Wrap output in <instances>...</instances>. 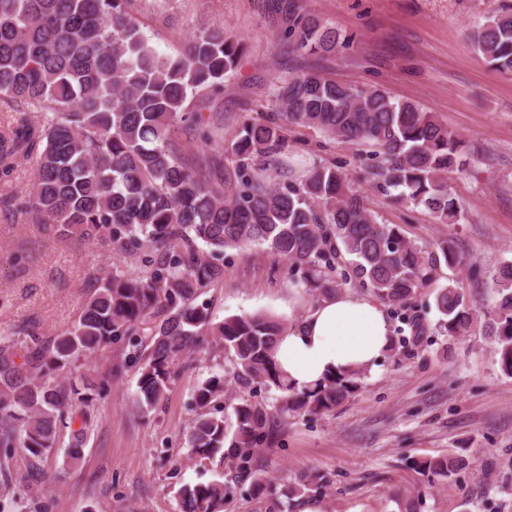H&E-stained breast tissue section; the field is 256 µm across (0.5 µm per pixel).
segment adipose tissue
<instances>
[{"label": "adipose tissue", "mask_w": 512, "mask_h": 512, "mask_svg": "<svg viewBox=\"0 0 512 512\" xmlns=\"http://www.w3.org/2000/svg\"><path fill=\"white\" fill-rule=\"evenodd\" d=\"M391 343L383 306L342 293L320 299L299 326L280 337L276 360L302 390L354 368L375 367Z\"/></svg>", "instance_id": "adipose-tissue-1"}]
</instances>
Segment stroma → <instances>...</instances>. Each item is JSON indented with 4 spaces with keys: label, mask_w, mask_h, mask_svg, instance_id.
I'll return each mask as SVG.
<instances>
[{
    "label": "stroma",
    "mask_w": 512,
    "mask_h": 512,
    "mask_svg": "<svg viewBox=\"0 0 512 512\" xmlns=\"http://www.w3.org/2000/svg\"><path fill=\"white\" fill-rule=\"evenodd\" d=\"M322 18L349 40L328 57L288 51L281 35L289 5ZM503 0H134L132 12L150 43L177 53L213 25L242 37L245 49L224 89L194 98L212 133L202 145L188 124L175 139L198 169L214 156L236 168L228 139L248 120L277 112L273 85L309 70L352 86L377 85L394 99L414 101L438 115L465 143L464 169L448 176L463 209L457 224L435 223L424 207L378 192L361 168L356 146L317 130L289 126L288 166L278 180H298L319 165L343 163L350 186L381 223L398 224L424 247L451 245L458 264L441 266L421 289L410 316L428 332L414 341L410 329L384 355L361 388L335 411L298 416L279 428L258 458L261 470L281 482L321 471L335 476L320 512H402L407 496L425 488L421 512H512V376L502 373L480 327L469 335H437V287L461 289L477 313L489 310L491 274L512 260V76L492 71L470 34ZM30 253L25 271L13 256ZM120 262L117 253L43 235L39 224L0 212V328L34 322L44 336L71 328L87 296L91 267ZM121 263V262H120ZM486 274L470 275L472 266ZM315 295L290 281L287 263L261 246L224 253V278L200 297L214 322L253 313L299 324ZM224 365L222 352L203 346L181 357L168 394L148 416L132 406L134 373L114 380L96 401L82 459L69 464L50 455L36 479H25L14 460L20 498L13 512H179L177 490L212 480L187 446L194 417L193 391ZM466 449L468 469L426 486L407 463Z\"/></svg>",
    "instance_id": "obj_1"
}]
</instances>
